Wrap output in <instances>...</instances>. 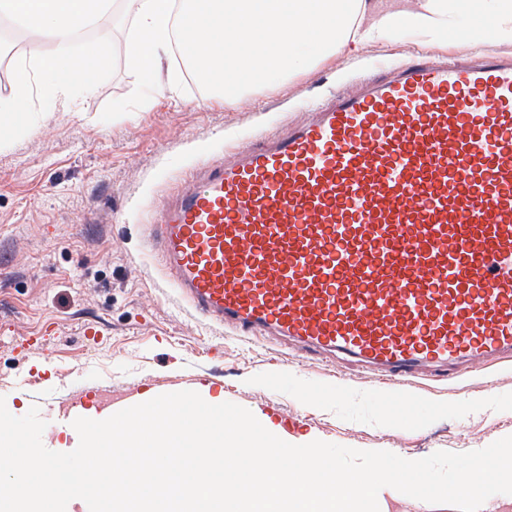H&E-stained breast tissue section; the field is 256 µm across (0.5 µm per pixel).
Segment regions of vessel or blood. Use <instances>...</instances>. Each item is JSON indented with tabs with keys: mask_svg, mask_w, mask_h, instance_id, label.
Listing matches in <instances>:
<instances>
[{
	"mask_svg": "<svg viewBox=\"0 0 512 512\" xmlns=\"http://www.w3.org/2000/svg\"><path fill=\"white\" fill-rule=\"evenodd\" d=\"M148 245L194 315L295 358L512 363V56L415 61L200 163Z\"/></svg>",
	"mask_w": 512,
	"mask_h": 512,
	"instance_id": "b4317fda",
	"label": "vessel or blood"
}]
</instances>
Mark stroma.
Segmentation results:
<instances>
[{"instance_id": "obj_1", "label": "stroma", "mask_w": 512, "mask_h": 512, "mask_svg": "<svg viewBox=\"0 0 512 512\" xmlns=\"http://www.w3.org/2000/svg\"><path fill=\"white\" fill-rule=\"evenodd\" d=\"M132 24L105 16L86 36L110 42L92 89L57 98L27 53L18 18H0V106L21 72L31 93L0 128V397L38 407L49 445L65 430L60 402L121 409L209 386L250 410L282 440H321L417 460L466 452L512 435V368L393 388L365 372L289 361L204 323L160 274L146 227L198 158L221 155L305 119L311 106L355 92L379 59L461 57L462 42L421 47L398 39L319 63L233 104L194 74L158 95L124 52ZM97 335L83 336V326Z\"/></svg>"}]
</instances>
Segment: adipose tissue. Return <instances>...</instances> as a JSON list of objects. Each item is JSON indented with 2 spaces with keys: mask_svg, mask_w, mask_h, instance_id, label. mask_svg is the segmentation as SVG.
Segmentation results:
<instances>
[{
  "mask_svg": "<svg viewBox=\"0 0 512 512\" xmlns=\"http://www.w3.org/2000/svg\"><path fill=\"white\" fill-rule=\"evenodd\" d=\"M98 0H0V14L22 18L29 54L59 96L95 81L103 44L72 54L70 20L98 17ZM135 33L126 54L147 80L172 46L221 98L236 102L324 59L405 36L418 44L466 27L471 46L512 44V0H127ZM57 45L41 51L43 40Z\"/></svg>",
  "mask_w": 512,
  "mask_h": 512,
  "instance_id": "1",
  "label": "adipose tissue"
}]
</instances>
